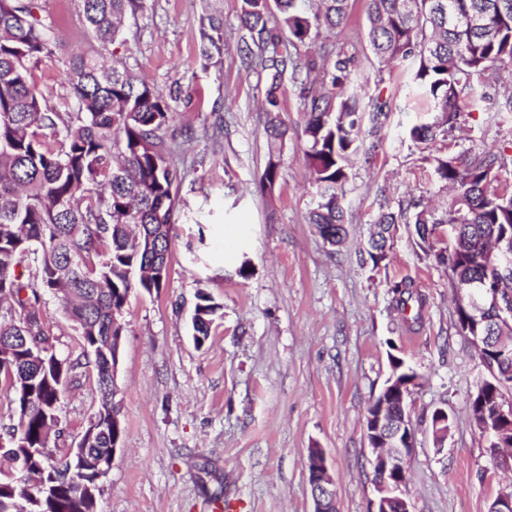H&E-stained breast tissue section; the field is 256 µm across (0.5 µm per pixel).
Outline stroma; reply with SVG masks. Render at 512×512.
<instances>
[{"label": "stroma", "mask_w": 512, "mask_h": 512, "mask_svg": "<svg viewBox=\"0 0 512 512\" xmlns=\"http://www.w3.org/2000/svg\"><path fill=\"white\" fill-rule=\"evenodd\" d=\"M65 40L53 57L30 62V78L49 106L66 111L69 54L87 49L76 0H42ZM368 0H351L350 19L323 45L355 51L364 73L380 78L381 128L364 122L369 150L353 164L347 235L325 243L308 212L316 189L306 167V116L299 90L283 74L280 117L288 128L279 176L261 190L268 161L264 81L246 74L236 50L239 0H149L126 16L107 57L155 86L175 110L164 132L182 178L168 277L160 292H133L123 326L114 398L125 426L98 499V512H211L223 491L230 512H313L306 457L323 449L336 480L338 512H371L377 496L365 410L383 389L391 357L413 367L406 409L415 430L408 463L412 512H489L512 491L473 424L470 404L487 378L476 348L459 334L450 274L400 227L387 265L373 266L367 238L381 199L445 204L453 190L428 159L491 151L512 155V112L499 108L512 65L476 84L455 129L434 146L408 127L436 118L415 99L405 68L383 67L367 39ZM224 22V53L198 54L201 23ZM413 281L425 299L408 327L391 285ZM219 303L203 346L191 336L198 292ZM44 319L61 356L77 357L81 338L56 299ZM99 406L93 368L79 369L62 396L57 457L76 446ZM446 410L450 430L435 445L432 416Z\"/></svg>", "instance_id": "1"}]
</instances>
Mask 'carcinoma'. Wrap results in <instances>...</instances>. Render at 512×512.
<instances>
[{
	"instance_id": "1",
	"label": "carcinoma",
	"mask_w": 512,
	"mask_h": 512,
	"mask_svg": "<svg viewBox=\"0 0 512 512\" xmlns=\"http://www.w3.org/2000/svg\"><path fill=\"white\" fill-rule=\"evenodd\" d=\"M79 19L96 42L93 50L68 62L66 81L77 112L43 106L44 95L30 81L27 64L49 58L62 43L57 26L43 16L40 0H0V298L13 300L0 316V382L12 392L18 421L9 452L30 478L46 481L47 492L0 477V512L33 493V512H97L78 497L68 465L55 461L51 427L58 423L63 390L56 377L70 378L83 363L94 366L100 402L112 366V337L122 335L117 316L130 294L159 292L166 278L151 274L168 265L175 237L173 195L178 170L160 132L174 109L145 81L102 62L120 33L122 19L146 9L148 0H78ZM368 39L382 64L402 63L414 89L440 114L415 125L409 137L432 144L454 127L459 101L475 80L497 65L512 63V0H369ZM349 0H240L237 51L245 71L266 73L261 107L266 112L268 161L260 177L274 187L279 153L288 130L279 115L281 76L291 69L300 83L310 147L306 160L318 200L309 212L324 242L345 235L343 202L350 161L365 152L359 138L363 114L378 125L387 117L381 95L364 100L369 78L355 54L340 46L315 57L296 52L317 43L324 32L346 26ZM201 25L199 56L222 55L224 25ZM434 171L454 194L441 211L411 199L394 211L379 206L369 239L374 266L388 258V242L400 224L414 225L425 255L448 268L451 286L507 288L512 264L496 258L495 243L512 242V193L491 188L506 168L504 155L433 156ZM447 236L451 243L440 246ZM397 311L408 325L421 318L422 295L412 281L391 285ZM60 303L83 336L81 356L57 357L32 351L13 336H47L45 296ZM220 305L198 294L192 319L197 346L207 340ZM498 350L490 345L484 366L493 383L486 400L503 397L512 375L502 373ZM105 426L89 452L105 455L124 435L122 422Z\"/></svg>"
}]
</instances>
